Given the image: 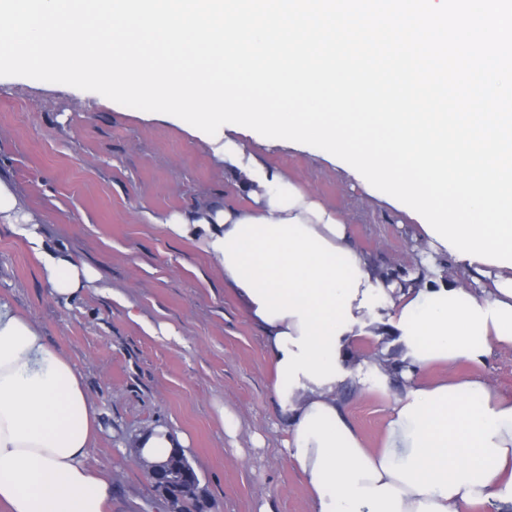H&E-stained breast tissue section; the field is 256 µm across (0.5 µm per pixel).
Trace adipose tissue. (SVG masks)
Listing matches in <instances>:
<instances>
[{
    "mask_svg": "<svg viewBox=\"0 0 512 512\" xmlns=\"http://www.w3.org/2000/svg\"><path fill=\"white\" fill-rule=\"evenodd\" d=\"M249 205L170 215L165 227L197 240L260 326L271 392L287 435L283 454L313 497V512H512V397L479 376L512 349V268L460 259L492 273L481 291L455 278L402 284L379 277L347 224L285 175L239 169ZM34 247L42 240L0 180V223ZM49 293L76 295L92 277L69 256L44 261ZM394 337L408 385L390 388L350 368L352 350ZM467 372H458V365ZM434 365L442 378L417 382ZM362 382L387 401L378 447H368L338 396ZM97 412L71 360L0 303V505L7 512H104L110 479L84 462Z\"/></svg>",
    "mask_w": 512,
    "mask_h": 512,
    "instance_id": "1",
    "label": "adipose tissue"
}]
</instances>
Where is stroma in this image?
<instances>
[{"label": "stroma", "instance_id": "1", "mask_svg": "<svg viewBox=\"0 0 512 512\" xmlns=\"http://www.w3.org/2000/svg\"><path fill=\"white\" fill-rule=\"evenodd\" d=\"M246 153L340 212L353 244L401 282L459 275L418 221L362 183L332 154L239 135ZM0 178L39 225L46 246L91 268L70 300L51 297L30 243L0 223V303L29 319L82 375L99 428L87 466L112 480L107 512H161L130 451L163 425L188 435L187 456L211 512H312L303 478L285 459L263 334L224 273L195 242L164 227L171 214L217 199L246 204L227 162L190 124L117 104L68 85L0 77ZM339 396L368 442L386 401L343 386ZM241 422L228 436L220 410Z\"/></svg>", "mask_w": 512, "mask_h": 512}]
</instances>
